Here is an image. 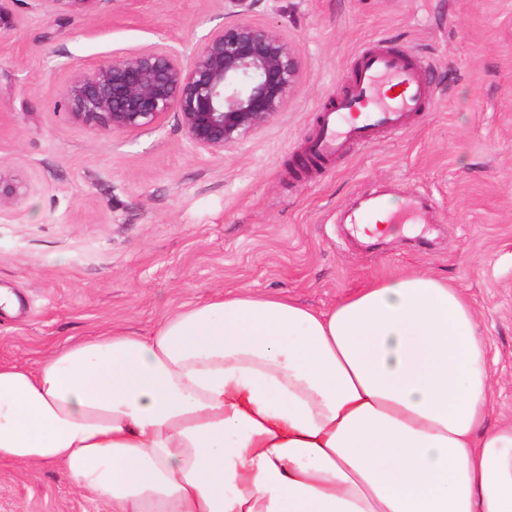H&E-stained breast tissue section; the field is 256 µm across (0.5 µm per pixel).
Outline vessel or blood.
Instances as JSON below:
<instances>
[{"mask_svg": "<svg viewBox=\"0 0 512 512\" xmlns=\"http://www.w3.org/2000/svg\"><path fill=\"white\" fill-rule=\"evenodd\" d=\"M432 99V89L409 56L376 47L363 52L351 72L348 90L324 113L310 154H337L346 143L369 142L379 131L404 126Z\"/></svg>", "mask_w": 512, "mask_h": 512, "instance_id": "b4317fda", "label": "vessel or blood"}]
</instances>
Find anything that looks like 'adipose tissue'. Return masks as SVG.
<instances>
[{
	"label": "adipose tissue",
	"instance_id": "ef3b65f1",
	"mask_svg": "<svg viewBox=\"0 0 512 512\" xmlns=\"http://www.w3.org/2000/svg\"><path fill=\"white\" fill-rule=\"evenodd\" d=\"M469 301L427 273L325 312L218 293L148 337L0 364V466L112 512H512Z\"/></svg>",
	"mask_w": 512,
	"mask_h": 512
}]
</instances>
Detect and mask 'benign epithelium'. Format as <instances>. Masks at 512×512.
Returning a JSON list of instances; mask_svg holds the SVG:
<instances>
[{"mask_svg": "<svg viewBox=\"0 0 512 512\" xmlns=\"http://www.w3.org/2000/svg\"><path fill=\"white\" fill-rule=\"evenodd\" d=\"M59 13H87L97 0H42ZM233 19L187 61L164 44L116 54L74 78L64 106L77 121L113 133L177 114L198 149L222 152L271 121L288 99L298 57L286 40L247 20L255 0H228Z\"/></svg>", "mask_w": 512, "mask_h": 512, "instance_id": "benign-epithelium-1", "label": "benign epithelium"}]
</instances>
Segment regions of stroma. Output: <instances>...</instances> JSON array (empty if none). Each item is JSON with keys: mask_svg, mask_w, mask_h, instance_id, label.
<instances>
[{"mask_svg": "<svg viewBox=\"0 0 512 512\" xmlns=\"http://www.w3.org/2000/svg\"><path fill=\"white\" fill-rule=\"evenodd\" d=\"M227 0H98L51 14L0 0V363L34 364L105 330L152 335L216 292L325 311L369 280L427 272L470 302L487 346L490 424L512 421V0H257L251 23L298 51L281 112L242 143L191 147L176 114L113 134L60 103L82 70L155 44L182 55ZM416 58L433 103L402 129L294 176L290 162L347 87L362 48ZM387 194L427 201L416 235L360 240L350 213ZM0 512H111L55 468L0 467Z\"/></svg>", "mask_w": 512, "mask_h": 512, "instance_id": "1", "label": "stroma"}]
</instances>
